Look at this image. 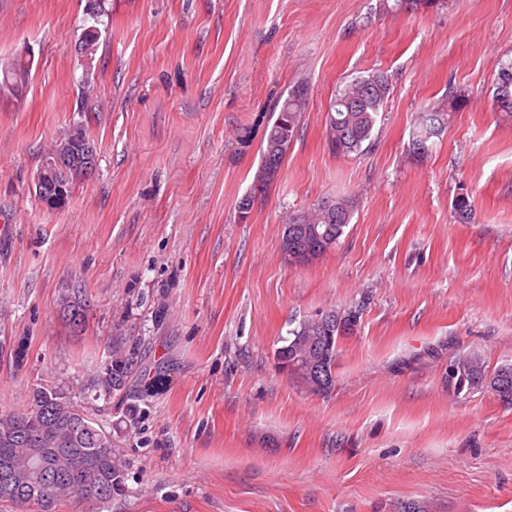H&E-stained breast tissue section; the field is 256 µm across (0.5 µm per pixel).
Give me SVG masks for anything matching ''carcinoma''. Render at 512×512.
Masks as SVG:
<instances>
[{"label":"carcinoma","instance_id":"cac0c4a2","mask_svg":"<svg viewBox=\"0 0 512 512\" xmlns=\"http://www.w3.org/2000/svg\"><path fill=\"white\" fill-rule=\"evenodd\" d=\"M30 64L20 57L0 72V87L8 82L16 92H24L30 80ZM509 83L506 100L501 86ZM388 75L380 70L354 77L337 91L330 104L325 124L329 150L338 157L362 152L370 140L376 117L389 97ZM308 86L298 82L287 95L279 97L277 117L267 125L261 142L262 165L257 181H270L271 164L282 165L305 110ZM493 104L500 112L512 114V63L499 67ZM465 105L460 94L448 93V103L425 107L419 113L412 136V152L419 156L429 151V141L439 136L448 124V113ZM456 217L467 222L473 205L468 193H459L452 203ZM355 202L347 196L319 200L308 211L292 215L284 227L288 252L310 253L298 264H308L333 248L351 224ZM60 310L74 328L83 325L86 313L84 290L71 288L60 299ZM357 304L341 310L342 320L327 323L321 315L303 320L290 330L284 344L276 348L277 367L308 392L328 394L336 387V359L339 343L351 334L362 314ZM136 348L118 343L110 360L88 375L85 385L110 400L128 385ZM456 372L448 374V384L460 394L465 390L486 389L506 407H512V363L489 370L484 356L469 351L454 357ZM9 463L0 471V502L34 506L37 512H56L60 503L76 500L97 505L112 503L124 490L125 472L112 444V432L73 402L58 387L40 383L31 389L22 409L0 411V462Z\"/></svg>","mask_w":512,"mask_h":512}]
</instances>
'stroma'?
<instances>
[{"mask_svg": "<svg viewBox=\"0 0 512 512\" xmlns=\"http://www.w3.org/2000/svg\"><path fill=\"white\" fill-rule=\"evenodd\" d=\"M385 4L106 0L96 22L89 0H0V62L32 54L22 97L0 100V409L39 383L68 390L111 430L126 473L110 506L58 512H390L407 499L512 512V408L484 389L454 396L446 379L462 352L512 362V115L492 107L512 0ZM374 70L391 91L371 142L335 156L329 104ZM300 80L306 108L261 186L264 128ZM452 91L465 107L411 155L418 112ZM77 123L96 168L51 208L37 173ZM330 195L355 197L351 224L319 259L288 264V215ZM76 283L80 333L58 306ZM361 300L331 393L278 370L289 330ZM118 337L138 358L107 404L80 380Z\"/></svg>", "mask_w": 512, "mask_h": 512, "instance_id": "35a3bbf8", "label": "stroma"}]
</instances>
